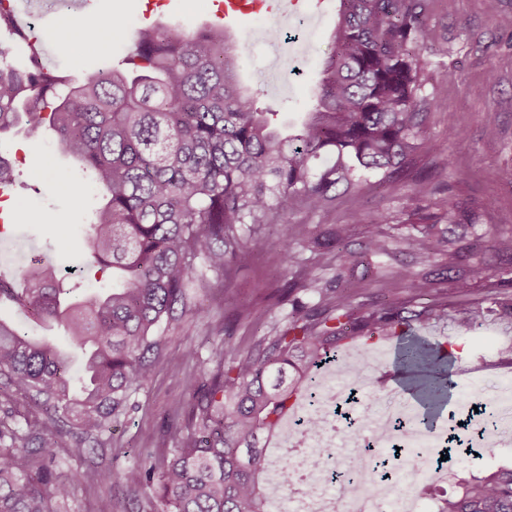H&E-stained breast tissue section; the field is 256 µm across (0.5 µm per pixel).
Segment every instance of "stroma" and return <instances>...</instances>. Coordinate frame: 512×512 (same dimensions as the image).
Returning <instances> with one entry per match:
<instances>
[{
  "mask_svg": "<svg viewBox=\"0 0 512 512\" xmlns=\"http://www.w3.org/2000/svg\"><path fill=\"white\" fill-rule=\"evenodd\" d=\"M222 2L91 0L87 7L65 9L57 0H46L37 25L49 70L83 78L117 65L130 53L140 30L169 22L195 30L216 21ZM336 4L337 0H325L324 15L312 23L295 17L283 21L285 31L299 35L303 43L301 59L287 56L280 44L268 41L252 15L241 16L232 27V36L250 46L242 76L257 93L259 106L274 112L277 121H297L312 106L320 61L336 23ZM109 16L119 18L118 28L109 35L93 33V26ZM428 24L437 39L423 53L422 75L426 93L435 96L438 106L422 137L428 143H441L450 162L448 169H435L432 155L418 152L402 174L405 188L400 195L388 196L375 181L358 190L340 189L328 213L301 210L290 216V223L309 225L319 234L360 216L361 224H353L351 245L357 252L367 227L375 224L383 210L391 213L392 221L380 230L393 238L408 233L415 212H431L434 201L443 196L475 202L483 224L502 223L512 214V0H498L493 15L485 0H432ZM297 66L303 69L298 77L293 74ZM452 118L460 123V133L453 139L447 136ZM490 119L497 126L493 136L486 131ZM50 139L47 133H21L12 141L21 161L13 170L12 191L0 203V215L11 226L5 236L10 249L0 252V271L7 287H21L15 254H44L51 258L64 288L78 298L111 288L112 275L98 271L84 249L83 215L93 201V190L76 189V165L57 157ZM32 211L45 216V223H26ZM264 234L269 248L240 253L226 288H190L194 308L167 333L153 373L135 394L134 409L115 429L111 447L96 449L82 463L88 471L112 470V482L77 485L66 512H109L113 506L122 512H149L153 492L133 488L123 479L135 462L131 449L156 452L170 445V427L185 423L188 382L208 366L214 348L249 351L287 324L291 303L283 290L298 271L319 278L324 286L344 275L357 287L354 302L381 299L382 289L367 284L368 266L353 265L347 256L324 261L305 246L289 244L280 224L267 225ZM288 251L295 255V266L284 261ZM491 336L488 329L474 333L461 376L465 391L489 405L502 389L503 377L512 372L491 354ZM189 347L195 350V359L185 358Z\"/></svg>",
  "mask_w": 512,
  "mask_h": 512,
  "instance_id": "35a3bbf8",
  "label": "stroma"
}]
</instances>
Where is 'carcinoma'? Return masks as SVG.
<instances>
[{"label": "carcinoma", "mask_w": 512, "mask_h": 512, "mask_svg": "<svg viewBox=\"0 0 512 512\" xmlns=\"http://www.w3.org/2000/svg\"><path fill=\"white\" fill-rule=\"evenodd\" d=\"M337 2L316 103L283 131L241 79L249 48L222 27L157 25L138 33L124 67L55 79L26 63L37 46L17 11L0 12V35L24 50H0V147L22 131L54 132V152L75 161L101 198L87 217L86 246L116 279L110 292L65 304L54 266L42 259L26 266L19 294L0 277V297L60 324L81 354L75 377L48 341L0 318V388L51 411L29 420L0 400V512H52L74 484L112 481L110 471L58 474L57 456L39 450L64 448L80 462L112 447V424L149 380L161 334L192 310L187 288L196 280L211 287L202 270L226 287L239 253L266 249L263 224L284 223L287 237L315 251L346 253L351 225H334L322 242L287 217L303 207L322 213L336 188L374 175L387 194L401 192L395 172L424 148L421 128L436 105L421 79V52L435 40L426 22L431 0ZM433 205L421 235L396 243L428 266L448 247L446 296L438 295L437 273L407 265L384 266L377 281L385 300L369 304L296 275L288 293L310 291L318 302L295 299L288 323L248 352L216 349L212 366L191 382L175 446L134 453L125 482L154 490L160 512H266L264 437L296 416L314 371L341 348L357 343L367 352L400 340V368L435 409L447 402L448 369L469 354L474 331L502 330L496 356L512 367V279L492 281L487 266L470 263L511 255L512 224H489L465 243L456 228L475 227L476 209L448 196ZM362 253L389 257L394 249L370 229ZM477 278L496 292L470 297ZM440 322L448 323L443 339L421 336ZM454 487L436 498V512H512V466L480 467L455 477Z\"/></svg>", "instance_id": "cac0c4a2"}]
</instances>
